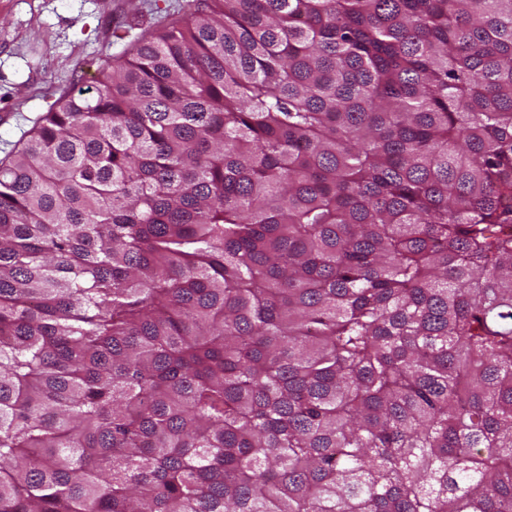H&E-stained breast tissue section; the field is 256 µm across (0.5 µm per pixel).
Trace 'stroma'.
Instances as JSON below:
<instances>
[{
	"mask_svg": "<svg viewBox=\"0 0 512 512\" xmlns=\"http://www.w3.org/2000/svg\"><path fill=\"white\" fill-rule=\"evenodd\" d=\"M196 0H0V159L62 92L94 84Z\"/></svg>",
	"mask_w": 512,
	"mask_h": 512,
	"instance_id": "stroma-1",
	"label": "stroma"
}]
</instances>
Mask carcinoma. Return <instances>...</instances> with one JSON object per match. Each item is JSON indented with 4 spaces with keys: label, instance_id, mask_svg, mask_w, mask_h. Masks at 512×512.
<instances>
[{
    "label": "carcinoma",
    "instance_id": "carcinoma-1",
    "mask_svg": "<svg viewBox=\"0 0 512 512\" xmlns=\"http://www.w3.org/2000/svg\"><path fill=\"white\" fill-rule=\"evenodd\" d=\"M0 512H512V0H209L50 104Z\"/></svg>",
    "mask_w": 512,
    "mask_h": 512
}]
</instances>
